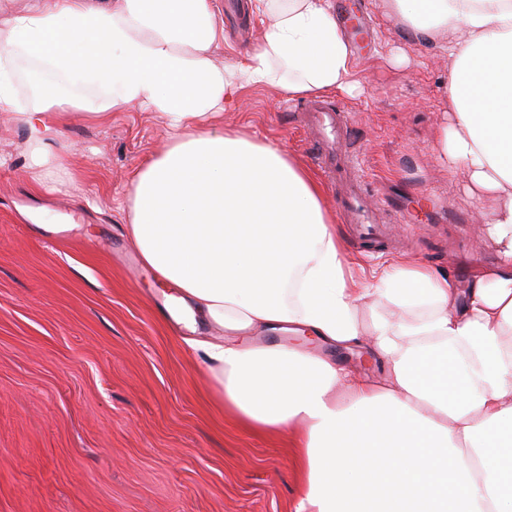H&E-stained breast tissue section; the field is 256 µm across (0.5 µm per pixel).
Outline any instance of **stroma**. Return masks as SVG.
Here are the masks:
<instances>
[{"label":"stroma","mask_w":512,"mask_h":512,"mask_svg":"<svg viewBox=\"0 0 512 512\" xmlns=\"http://www.w3.org/2000/svg\"><path fill=\"white\" fill-rule=\"evenodd\" d=\"M216 2V60L252 50L265 22L250 0ZM333 4L372 20L371 40L352 43L364 91L334 99L369 174L408 217L389 252H361L343 223L341 246L367 271L413 258L465 287L497 254L463 177L436 162L448 56L414 44L383 0ZM397 53L404 66L392 64ZM213 130L243 131L313 166L290 99L273 89H245ZM168 138L155 112L76 114L52 145L68 148L66 168L36 176L22 124L0 118V512H296L297 429H257L217 404L202 353L184 343L217 329L177 322L127 238L117 203ZM305 348L354 375L385 376L363 347Z\"/></svg>","instance_id":"1"}]
</instances>
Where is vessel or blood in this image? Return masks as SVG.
<instances>
[{"label":"vessel or blood","instance_id":"1","mask_svg":"<svg viewBox=\"0 0 512 512\" xmlns=\"http://www.w3.org/2000/svg\"><path fill=\"white\" fill-rule=\"evenodd\" d=\"M301 112L303 127L316 147L314 160L328 183L336 187L342 217L356 227L357 244L380 245L379 216L386 204L347 137L351 125L348 113L324 98L306 100Z\"/></svg>","mask_w":512,"mask_h":512}]
</instances>
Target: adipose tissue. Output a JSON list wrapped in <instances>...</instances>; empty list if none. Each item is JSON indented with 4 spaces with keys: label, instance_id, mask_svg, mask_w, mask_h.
<instances>
[{
    "label": "adipose tissue",
    "instance_id": "ef3b65f1",
    "mask_svg": "<svg viewBox=\"0 0 512 512\" xmlns=\"http://www.w3.org/2000/svg\"><path fill=\"white\" fill-rule=\"evenodd\" d=\"M252 3L269 20L261 42L220 63L214 0H33L0 21V114L23 124L32 171L62 166L50 145L67 115L166 118L170 142L132 178L127 235L228 334L205 348L223 402L255 427L304 424L297 512H512V0H384L448 54L437 159L486 207L499 255L464 289L418 260L362 275L311 172L241 131L213 133L249 87L359 89L332 0ZM16 50L61 75L92 71L107 92L90 103L46 85L22 103ZM282 324L365 345L384 379L243 341Z\"/></svg>",
    "mask_w": 512,
    "mask_h": 512
}]
</instances>
